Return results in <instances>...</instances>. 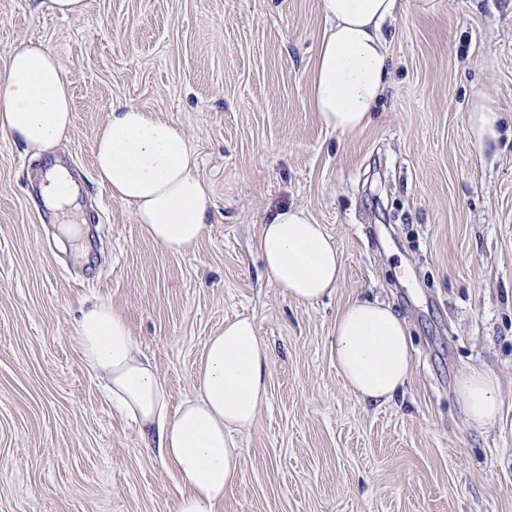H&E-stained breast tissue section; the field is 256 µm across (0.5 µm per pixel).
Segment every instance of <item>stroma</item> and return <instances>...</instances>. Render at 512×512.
I'll return each mask as SVG.
<instances>
[{"mask_svg":"<svg viewBox=\"0 0 512 512\" xmlns=\"http://www.w3.org/2000/svg\"><path fill=\"white\" fill-rule=\"evenodd\" d=\"M319 0H0V66L39 44L73 90L54 152L83 233L40 198L45 161L0 131V512H174L182 488L81 361L74 326L102 302L127 322L171 407L197 393L209 337L252 318L268 399L237 433L219 512H512V0L405 6L385 28L389 78L362 130H326L310 100ZM489 94L495 151L469 111ZM186 134L210 187L206 231L174 254L96 176L113 100ZM306 208L341 253L336 291L289 298L257 255L267 216ZM391 304L413 369L386 403L351 392L332 354L357 299ZM499 379L501 414L471 425L460 374Z\"/></svg>","mask_w":512,"mask_h":512,"instance_id":"stroma-1","label":"stroma"}]
</instances>
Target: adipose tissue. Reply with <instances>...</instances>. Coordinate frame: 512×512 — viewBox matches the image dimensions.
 Wrapping results in <instances>:
<instances>
[{"label": "adipose tissue", "mask_w": 512, "mask_h": 512, "mask_svg": "<svg viewBox=\"0 0 512 512\" xmlns=\"http://www.w3.org/2000/svg\"><path fill=\"white\" fill-rule=\"evenodd\" d=\"M404 0H320L325 20L311 77V105L321 123L340 133L365 127L385 89L388 47L384 23ZM70 83L55 55L42 47L11 49L0 69V130L35 156L56 149L72 125ZM469 122L483 150L496 147L500 114L487 96L472 104ZM99 180L114 198L133 205L143 233L166 250L184 253L204 234L213 200L186 134L135 105L113 102L93 144ZM40 192L74 238L73 180L60 165L44 174ZM258 253L264 270L289 297L305 303L333 294L341 255L303 208L288 207L263 223ZM82 362L104 374L113 401L140 430L153 433L155 452L183 487L175 512H218L239 479L244 455L237 432L251 427L268 397L269 350L249 318L226 321L210 337L197 372L198 393L177 410L124 319L106 304L84 308L75 325ZM336 366L348 389L387 402L409 381L412 345L405 320L377 299L355 300L336 319ZM499 380L471 369L456 383L468 422L490 425L499 413Z\"/></svg>", "instance_id": "1"}]
</instances>
